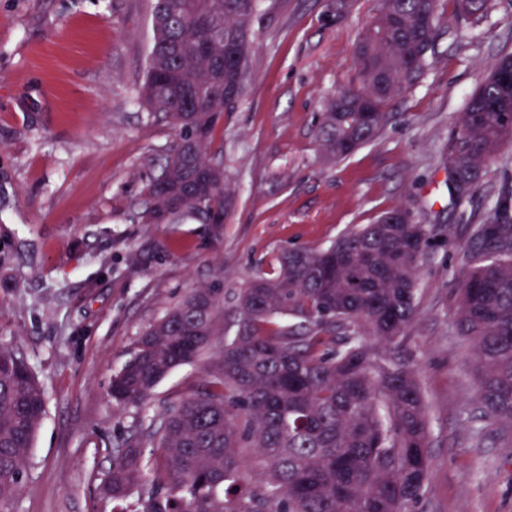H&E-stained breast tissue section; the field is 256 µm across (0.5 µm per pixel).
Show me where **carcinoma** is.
Returning <instances> with one entry per match:
<instances>
[{
	"instance_id": "obj_1",
	"label": "carcinoma",
	"mask_w": 512,
	"mask_h": 512,
	"mask_svg": "<svg viewBox=\"0 0 512 512\" xmlns=\"http://www.w3.org/2000/svg\"><path fill=\"white\" fill-rule=\"evenodd\" d=\"M476 26L491 0H448ZM257 0H154V40L138 97L177 131L161 173L144 187L140 218L212 224L221 237L233 198L220 153V121L246 92L249 22ZM440 0H380L355 48L358 85L322 113L318 140L332 160L373 140L386 105L414 88L447 23ZM512 53L471 93L448 135L443 163L457 206L478 187L483 168L512 145ZM375 113L373 120L363 112ZM212 184L186 192L192 176ZM433 229L408 209L382 212L326 248L289 249L236 295V332L194 393L170 405L113 450L107 496L115 512H413L430 464V430L413 371L377 356L373 342L398 344L415 316L416 272ZM166 251L151 242L131 252L143 268ZM344 267L326 281L328 256ZM471 266L459 288L457 335L476 347L485 417L512 427V176L504 173L490 223L478 226ZM224 295L195 288L140 336L112 378V399L143 407L175 368L199 358L219 335ZM46 412L33 367L0 346V504L19 493L25 460ZM159 450L145 455L144 444ZM256 450L266 491L243 496ZM149 486L137 505L133 488Z\"/></svg>"
}]
</instances>
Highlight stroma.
<instances>
[{"mask_svg": "<svg viewBox=\"0 0 512 512\" xmlns=\"http://www.w3.org/2000/svg\"><path fill=\"white\" fill-rule=\"evenodd\" d=\"M379 8L261 0L247 93L213 144L234 197L216 239L192 220L138 218L143 186L175 140L137 96L153 42L149 0H0V345L28 360L46 399L22 489L0 512H112L102 487L116 441L189 394L224 342L171 372L141 410L110 394L141 332L201 286L223 289L233 323L240 288L283 250L329 245L396 207L436 230L417 269L415 319L394 350L430 421L416 512H512V433L482 417L474 348L455 333L464 245L492 215L512 147L461 209L441 161L468 97L512 52V0H494L477 39L449 20L422 81L387 104L378 137L331 161L319 118L355 84V47ZM155 240L168 254L130 271L127 253Z\"/></svg>", "mask_w": 512, "mask_h": 512, "instance_id": "35a3bbf8", "label": "stroma"}]
</instances>
